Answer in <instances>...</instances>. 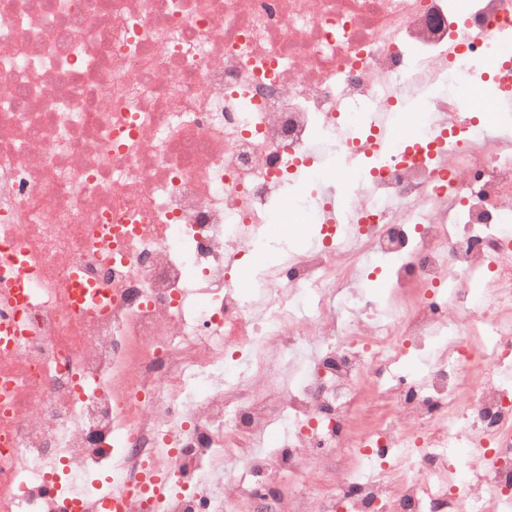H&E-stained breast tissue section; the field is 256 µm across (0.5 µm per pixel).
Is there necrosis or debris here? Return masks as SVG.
Returning a JSON list of instances; mask_svg holds the SVG:
<instances>
[{
  "mask_svg": "<svg viewBox=\"0 0 512 512\" xmlns=\"http://www.w3.org/2000/svg\"><path fill=\"white\" fill-rule=\"evenodd\" d=\"M508 28L512 0H0V512L149 470L172 489L128 512H512V143L456 91ZM331 149L363 160L340 227ZM271 222L321 239L239 288ZM304 459L331 494L267 499Z\"/></svg>",
  "mask_w": 512,
  "mask_h": 512,
  "instance_id": "obj_1",
  "label": "necrosis or debris"
}]
</instances>
